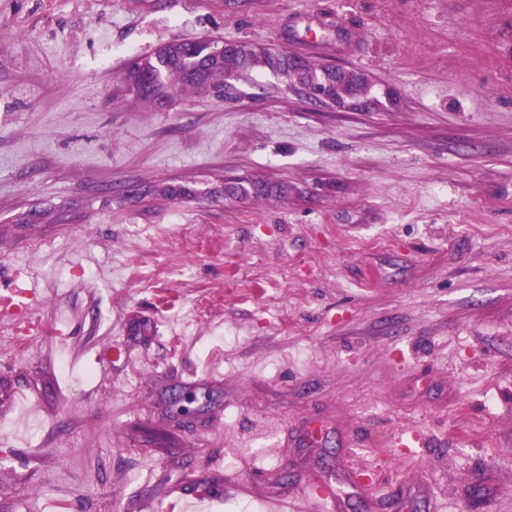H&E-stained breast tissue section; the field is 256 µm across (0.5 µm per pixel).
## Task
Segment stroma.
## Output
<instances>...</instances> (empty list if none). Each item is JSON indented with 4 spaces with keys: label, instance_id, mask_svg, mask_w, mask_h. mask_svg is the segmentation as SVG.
I'll use <instances>...</instances> for the list:
<instances>
[{
    "label": "stroma",
    "instance_id": "1",
    "mask_svg": "<svg viewBox=\"0 0 512 512\" xmlns=\"http://www.w3.org/2000/svg\"><path fill=\"white\" fill-rule=\"evenodd\" d=\"M201 39L373 104L130 90ZM20 290L0 512H512V0H0ZM324 73L325 77L332 75L334 79L333 83H336V90L333 89V92L336 93V101L342 99L344 96L359 97L354 93V89L358 86L365 85L354 74L342 69H328Z\"/></svg>",
    "mask_w": 512,
    "mask_h": 512
}]
</instances>
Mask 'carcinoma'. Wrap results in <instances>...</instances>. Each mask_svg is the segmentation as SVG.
<instances>
[{"label":"carcinoma","instance_id":"obj_1","mask_svg":"<svg viewBox=\"0 0 512 512\" xmlns=\"http://www.w3.org/2000/svg\"><path fill=\"white\" fill-rule=\"evenodd\" d=\"M256 67H269L267 53L254 50L242 63L232 56L213 53L211 47L198 40H186L172 47L165 56L134 60L127 81L129 86L136 87L137 93L164 105L169 91L177 88L202 92L209 85L222 83L224 94L233 96L243 79L258 88L259 82L251 75Z\"/></svg>","mask_w":512,"mask_h":512}]
</instances>
